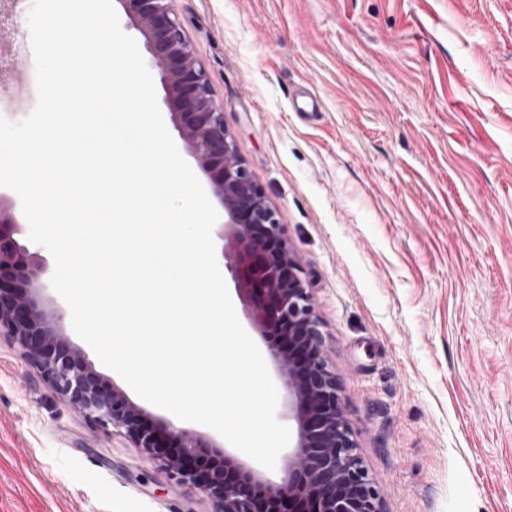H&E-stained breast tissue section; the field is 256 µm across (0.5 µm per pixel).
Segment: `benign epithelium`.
<instances>
[{
    "label": "benign epithelium",
    "instance_id": "obj_1",
    "mask_svg": "<svg viewBox=\"0 0 512 512\" xmlns=\"http://www.w3.org/2000/svg\"><path fill=\"white\" fill-rule=\"evenodd\" d=\"M143 36L151 67L161 74L169 102L177 105L179 134L187 152L209 179L224 212L218 230L222 258L251 327L266 339L297 423L295 449L284 460L278 484L234 461L214 440L169 425H153L149 412L117 386L106 392L101 375L65 330V314L43 298L47 269L32 261L13 235L21 223L0 198V336L10 337L50 390L95 426L127 436L159 463L176 493L209 497L214 512H273L282 498L319 501L321 512H382V492L355 453L339 402L336 378L323 354L324 332L304 272L291 255L277 209L271 206L238 155L224 127L204 66L170 0H119ZM286 324L288 341L269 337ZM234 468L239 482L259 483L266 502L244 494L224 478Z\"/></svg>",
    "mask_w": 512,
    "mask_h": 512
}]
</instances>
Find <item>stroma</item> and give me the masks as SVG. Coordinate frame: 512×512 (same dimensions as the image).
<instances>
[{"mask_svg": "<svg viewBox=\"0 0 512 512\" xmlns=\"http://www.w3.org/2000/svg\"><path fill=\"white\" fill-rule=\"evenodd\" d=\"M170 7L280 214L383 512H512V0ZM0 15V62L35 70L28 8ZM170 483L0 336V512H213Z\"/></svg>", "mask_w": 512, "mask_h": 512, "instance_id": "35a3bbf8", "label": "stroma"}]
</instances>
